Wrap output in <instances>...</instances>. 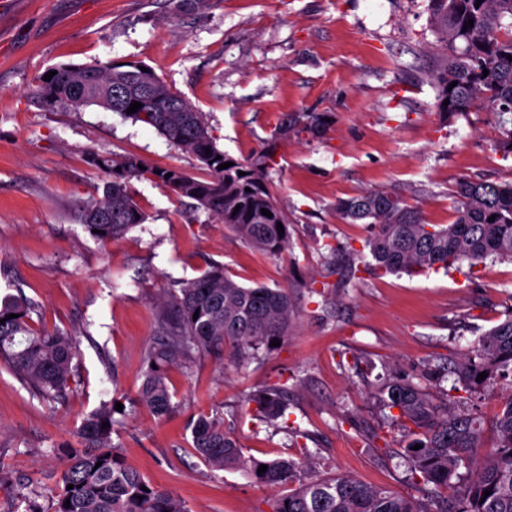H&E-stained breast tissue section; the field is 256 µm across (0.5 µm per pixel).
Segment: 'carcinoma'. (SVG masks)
I'll return each instance as SVG.
<instances>
[{"label":"carcinoma","mask_w":512,"mask_h":512,"mask_svg":"<svg viewBox=\"0 0 512 512\" xmlns=\"http://www.w3.org/2000/svg\"><path fill=\"white\" fill-rule=\"evenodd\" d=\"M473 25H468V21ZM429 24L447 55L433 74L438 112L463 114L483 106L496 112L501 137L497 148L512 156V0H429ZM142 62L65 63L52 67L51 80L35 78V95L48 107L80 110L98 107L128 116L155 129L172 145L195 156L208 175L197 177L178 167L161 170L130 154L89 150L85 162L105 175L101 194L75 205L74 218L100 241L122 238L147 220L134 201L130 180L152 176L179 200L188 199L242 240L268 254L288 246V217L280 208L267 173L273 150L263 148L244 162L221 151L204 116ZM488 74H483V70ZM449 104H444V101ZM142 104L127 113L130 104ZM211 153H206V150ZM232 166L221 169L219 165ZM244 175H239V172ZM457 218L428 224L418 207L383 190H368L336 201L344 221L361 222L373 233L365 247L372 272H424L488 257L512 259V183L463 179L455 186ZM240 210H235V207ZM266 209L267 217L261 213ZM495 220H490V217ZM284 234H279L277 224ZM38 304L22 288L0 298V365L9 369L46 403L64 399L75 377V336L33 325ZM198 318H193V315ZM293 297L285 288L245 287L212 264L182 284L167 299L154 341L145 349V380L137 403L167 417L172 396L167 368L189 362L201 352L219 353L241 364L263 345L288 336ZM487 377L477 381L480 373ZM512 376V315L479 338L473 353L456 368L457 383L481 393ZM377 399L397 409L395 420L407 427L404 447L409 479L431 486L441 505L366 486L348 476L325 478L312 459L258 460L245 456L224 418L201 415L192 425L196 455L212 471L239 472L267 486L288 488L272 512H512V394L493 421L496 441L479 452L483 426L472 413L456 412L408 379L384 381ZM257 410L273 423L288 409V390L265 388L252 396ZM112 406H102L80 425V447L64 450L65 464L52 499V512H190L175 493L158 489L129 467L112 444ZM109 423L104 428L102 424ZM420 449H414V446ZM261 465L267 470L258 473ZM466 472H459L460 467ZM73 488H67V485ZM491 494L484 495L485 491ZM70 507H65V502Z\"/></svg>","instance_id":"obj_1"}]
</instances>
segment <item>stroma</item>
Instances as JSON below:
<instances>
[{"label": "stroma", "mask_w": 512, "mask_h": 512, "mask_svg": "<svg viewBox=\"0 0 512 512\" xmlns=\"http://www.w3.org/2000/svg\"><path fill=\"white\" fill-rule=\"evenodd\" d=\"M428 0H208L176 10L172 0H14L0 13V294L21 285L47 326L77 337L75 392L42 402L0 367V512H23L33 491L50 508L61 446L77 444L82 421L105 404L112 441L153 486L190 512H271L270 488L197 457L192 419L223 416L245 454L261 460L313 455L322 476H353L402 496L403 428L374 399L380 378L420 384L438 400L476 412L483 447L512 384L472 401L451 380L479 337L512 310V262L488 259L446 271L373 274L365 268L369 225L342 221L337 199L372 189L420 206L427 223L456 218L462 178L512 181V156L496 148L495 112L441 118L431 79L444 54ZM141 61L204 113L216 145L246 160L274 146L268 172L290 238L282 254L260 252L224 224L175 199L155 178L132 179L147 213L119 240L94 239L72 219L102 174L87 150L133 154L160 168L203 177L191 154L153 128L99 108L52 109L33 96L36 77L63 63ZM319 114L321 131L284 116ZM245 286L288 289V338L238 365L195 355L171 366L173 410L155 417L135 398L143 353L155 337L160 297L210 264ZM288 389L283 418L267 423L251 396Z\"/></svg>", "instance_id": "obj_1"}]
</instances>
